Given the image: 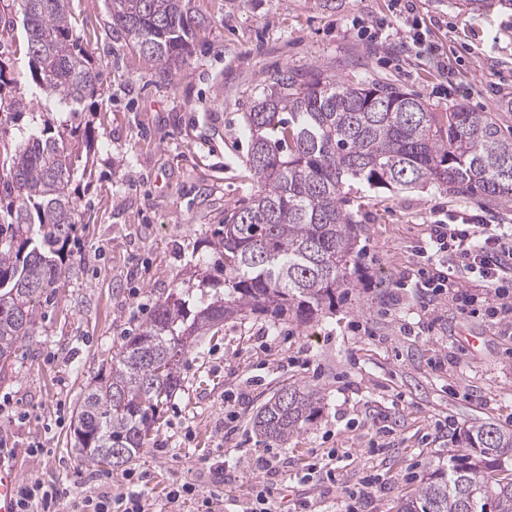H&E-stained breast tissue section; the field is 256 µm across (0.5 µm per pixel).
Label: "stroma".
Listing matches in <instances>:
<instances>
[{
	"label": "stroma",
	"mask_w": 512,
	"mask_h": 512,
	"mask_svg": "<svg viewBox=\"0 0 512 512\" xmlns=\"http://www.w3.org/2000/svg\"><path fill=\"white\" fill-rule=\"evenodd\" d=\"M416 16L448 65L401 45L363 39L352 20L401 26L390 0H191L199 24L190 56L172 81L151 77L136 50L112 37L107 0H69L73 33L92 57L103 93L84 115L98 137L92 177H74L81 215L74 269L43 303L35 342L0 372V442L24 480L70 486L60 512L96 494L125 470L87 466L72 449L75 409L108 374L125 336L149 319L174 288L195 286L213 263L211 243L224 212L248 203L244 114L282 71L320 68L346 79H379L418 94L438 111L458 103L496 113L512 129V7L492 0H416ZM512 228V204L428 185L385 189L362 199L363 227L348 300L300 322L270 312L225 320L183 359V385L165 406L127 470L146 473L154 512L192 483L179 512H238L258 490L272 512L307 502L311 512H347L362 477L377 491L359 512H397L428 466L446 459L453 436L481 422L512 429V323L462 318L442 296L423 310L403 287L431 224L459 212ZM482 337L480 346L464 344ZM305 382L324 398L319 418L285 443L255 435L251 419L281 387ZM253 456H278L265 469ZM335 456L334 478L319 465ZM240 463L221 473L209 464Z\"/></svg>",
	"instance_id": "1"
}]
</instances>
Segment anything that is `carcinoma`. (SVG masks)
<instances>
[{"label": "carcinoma", "mask_w": 512, "mask_h": 512, "mask_svg": "<svg viewBox=\"0 0 512 512\" xmlns=\"http://www.w3.org/2000/svg\"><path fill=\"white\" fill-rule=\"evenodd\" d=\"M30 82L57 125L32 115L19 142L0 126V362L37 335L41 300L73 269L80 223L72 177L92 176L97 139L82 121L100 74L74 38L69 0H16ZM112 36L148 72L172 76L192 52L198 20L189 0H109ZM14 121L34 107L0 60V105ZM257 190L224 218L215 243L220 276L157 300L125 337L108 375L77 408L73 448L93 467L119 470L145 447L161 409L182 387L180 363L197 338L227 318L265 310L307 320L352 288L360 225L350 203L371 191L441 184L512 201V133L493 112L457 104L448 114L377 80L344 81L319 69L282 72L245 113ZM321 410L309 385L280 388L252 428L286 441ZM448 462L429 467L399 512H512V430L482 422L455 435Z\"/></svg>", "instance_id": "cac0c4a2"}]
</instances>
